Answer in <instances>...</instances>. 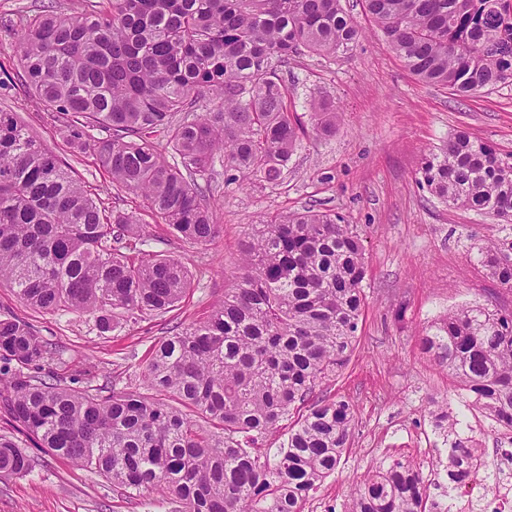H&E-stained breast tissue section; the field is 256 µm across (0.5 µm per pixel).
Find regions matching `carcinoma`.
<instances>
[{
    "mask_svg": "<svg viewBox=\"0 0 512 512\" xmlns=\"http://www.w3.org/2000/svg\"><path fill=\"white\" fill-rule=\"evenodd\" d=\"M416 79L470 96L512 83V0H364ZM360 31L340 0H56L21 19L9 49L31 96L71 147L93 150L112 184L180 240L215 238L198 180L224 159V184L277 181L305 128L288 107L278 67L304 52L334 57ZM313 129L338 113L313 98ZM102 128L94 142L89 131ZM180 158L170 164L161 144ZM419 183L450 208L488 214L504 236L479 249L487 274L512 290V153L467 131L422 158ZM137 214L107 210L14 112L0 111V281L29 307L135 319L165 313L190 287L179 260L143 256ZM367 273L357 226L328 212L256 225L234 287L208 317L158 344L145 378L158 397L92 395L37 380L55 352L31 322L0 319V408L35 447L94 471L129 495L159 490L177 512H304L338 467L355 431L345 399L316 388L346 367ZM423 350L473 404L512 434V310H450ZM291 421L275 450L265 442ZM448 479L489 469L452 440ZM30 455L0 437V476ZM422 471L379 467L343 512H432Z\"/></svg>",
    "mask_w": 512,
    "mask_h": 512,
    "instance_id": "obj_1",
    "label": "carcinoma"
}]
</instances>
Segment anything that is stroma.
Segmentation results:
<instances>
[{"label":"stroma","instance_id":"obj_1","mask_svg":"<svg viewBox=\"0 0 512 512\" xmlns=\"http://www.w3.org/2000/svg\"><path fill=\"white\" fill-rule=\"evenodd\" d=\"M341 6L362 30L354 46L333 58L308 53L279 69L298 115H306L313 97L336 103L335 132L305 138L273 183L225 185L224 163L215 159L211 204L222 230L203 246L152 223L140 198L113 186L93 151H73L52 112L25 98L17 59L0 53V80L13 86L11 96H0V109L17 112L105 206L139 213L149 234L147 253L178 259L191 272V286L172 311L105 334L95 315L36 311L0 283V317L18 316L37 327L59 351L62 361L53 370L66 385L100 395L144 391L154 345L205 320L231 286L250 225L310 208L357 226L367 262L366 300L350 360L324 386L328 396L353 404L356 429L339 468L308 498L305 512H340L373 466L447 457L434 425L439 405L465 419L482 447H496V423L461 405L460 386L423 351L421 338L437 319L466 304L512 310V291L478 261L479 247L498 233L495 220L448 208L417 175L420 158L459 130L512 152V84L468 97L422 84L369 22L364 0H341ZM0 436L17 440L31 455L27 473L0 479V512H171L158 494L126 497L106 478L30 449L2 413Z\"/></svg>","mask_w":512,"mask_h":512}]
</instances>
